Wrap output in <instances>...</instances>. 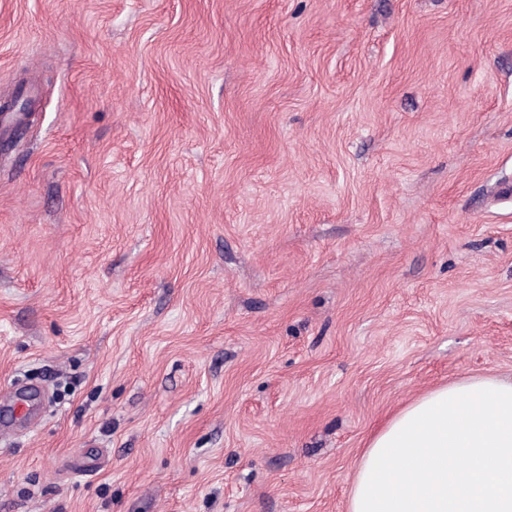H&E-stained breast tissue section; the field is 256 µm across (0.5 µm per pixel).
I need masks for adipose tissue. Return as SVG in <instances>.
I'll list each match as a JSON object with an SVG mask.
<instances>
[{"mask_svg":"<svg viewBox=\"0 0 512 512\" xmlns=\"http://www.w3.org/2000/svg\"><path fill=\"white\" fill-rule=\"evenodd\" d=\"M347 512H512V379L433 388L358 459Z\"/></svg>","mask_w":512,"mask_h":512,"instance_id":"1","label":"adipose tissue"}]
</instances>
